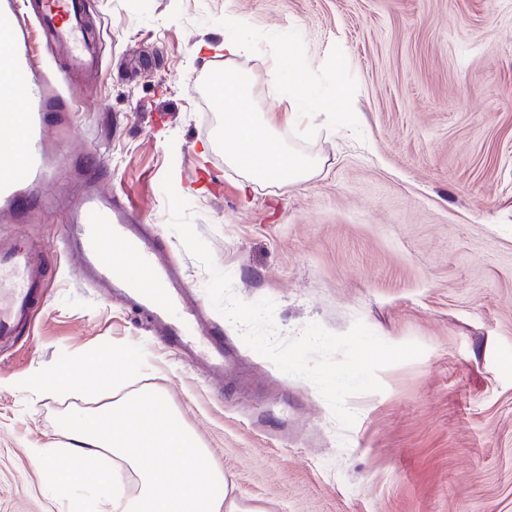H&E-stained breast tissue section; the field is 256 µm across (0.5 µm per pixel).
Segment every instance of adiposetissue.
Segmentation results:
<instances>
[{
	"label": "adipose tissue",
	"mask_w": 512,
	"mask_h": 512,
	"mask_svg": "<svg viewBox=\"0 0 512 512\" xmlns=\"http://www.w3.org/2000/svg\"><path fill=\"white\" fill-rule=\"evenodd\" d=\"M215 48L224 53V86L217 102L224 107L225 162L253 183L307 179L315 160L291 150L280 135L308 116L301 107L308 86L296 65L288 62L273 71L289 88L286 103L257 112L246 105L253 78L235 66L236 60L253 55L254 42L228 36L216 46L200 42L196 51L206 54ZM62 425L72 440L70 469L56 470L43 448L33 449L31 457L60 493L88 483L98 495L94 512H259L232 496H215L214 486L226 484V476L209 463L195 432L158 393L141 391L96 411L76 410L63 416ZM105 452L112 455L111 478L86 480L88 465ZM172 458L181 460L180 473L170 471Z\"/></svg>",
	"instance_id": "1"
}]
</instances>
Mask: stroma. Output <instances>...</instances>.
<instances>
[{"mask_svg":"<svg viewBox=\"0 0 512 512\" xmlns=\"http://www.w3.org/2000/svg\"><path fill=\"white\" fill-rule=\"evenodd\" d=\"M102 74L75 70L82 112L56 111L53 181L0 235L46 251L32 326L0 346V512H69L34 466L48 448L69 466L63 414L112 401L87 360L139 350L130 392L162 394L223 469L234 496L264 512H512V0H90ZM257 53L251 105L270 102L267 71L288 48L314 95L335 82L343 111L285 133L318 166L285 186L255 184L220 153L199 158L220 121L191 84L215 59L224 22ZM130 194L143 223L200 301L209 274L169 226L165 176L243 301L275 303L278 340L315 322H364L421 357L380 369L382 391L348 397L343 429L317 388L249 348L216 310L235 367L215 387L162 348L146 315L70 266L65 213L91 176ZM74 365L91 384L48 397L19 380Z\"/></svg>","mask_w":512,"mask_h":512,"instance_id":"obj_1","label":"stroma"}]
</instances>
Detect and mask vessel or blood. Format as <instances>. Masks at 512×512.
<instances>
[{
	"instance_id": "b4317fda",
	"label": "vessel or blood",
	"mask_w": 512,
	"mask_h": 512,
	"mask_svg": "<svg viewBox=\"0 0 512 512\" xmlns=\"http://www.w3.org/2000/svg\"><path fill=\"white\" fill-rule=\"evenodd\" d=\"M87 19V0H0V212L15 209L52 169L49 109L62 101L75 112L85 107L61 77L47 75L40 35L50 34L70 67L97 68L85 39ZM66 210L65 247L81 271L148 312L158 336L223 380V339L166 260L154 229L135 219L129 197L104 190L96 177ZM44 276L32 250L0 238V342L30 324Z\"/></svg>"
}]
</instances>
